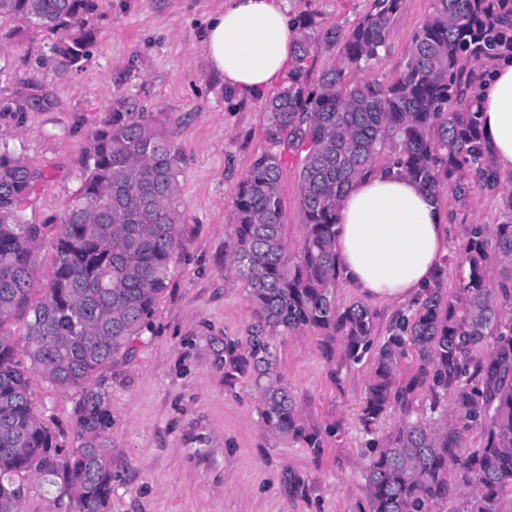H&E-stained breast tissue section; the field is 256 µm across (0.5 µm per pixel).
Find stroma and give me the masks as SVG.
I'll list each match as a JSON object with an SVG mask.
<instances>
[{
    "instance_id": "obj_1",
    "label": "stroma",
    "mask_w": 512,
    "mask_h": 512,
    "mask_svg": "<svg viewBox=\"0 0 512 512\" xmlns=\"http://www.w3.org/2000/svg\"><path fill=\"white\" fill-rule=\"evenodd\" d=\"M95 41L83 69L63 68L44 34L0 22V98L28 100L27 111L0 114V139L45 178L24 215L44 225L30 294L49 285L54 237L80 186L93 132L116 99L159 119L183 161L177 203L183 246L165 294L132 352L100 376L112 407L110 512H358L365 499L366 437L359 421L367 364L342 370L322 356L312 332L277 336L282 372L313 424L341 422L321 458L266 436L258 399L246 384L224 386L225 336L245 335L253 321L246 284L226 258L233 202L254 157L271 144L266 96L234 93L209 68L201 34L224 0H96ZM371 0H284L289 15L313 31L346 30ZM431 0H405L390 26L370 79L402 71ZM301 156L285 155L279 193L291 250L301 242ZM474 190L465 205L451 194L439 204L446 223L498 224L508 218L503 192ZM32 397L59 448L74 447V392L32 374ZM304 480L306 496L288 491Z\"/></svg>"
}]
</instances>
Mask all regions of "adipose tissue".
<instances>
[{
	"label": "adipose tissue",
	"mask_w": 512,
	"mask_h": 512,
	"mask_svg": "<svg viewBox=\"0 0 512 512\" xmlns=\"http://www.w3.org/2000/svg\"><path fill=\"white\" fill-rule=\"evenodd\" d=\"M293 20L281 0H224L202 43L211 70L240 93L258 95L287 78ZM481 125L498 172H512V60L478 90ZM451 228L436 202L383 169L353 184L337 212L336 252L352 288L369 300L417 299L449 255Z\"/></svg>",
	"instance_id": "ef3b65f1"
}]
</instances>
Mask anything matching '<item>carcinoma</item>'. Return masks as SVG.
<instances>
[{"instance_id": "1", "label": "carcinoma", "mask_w": 512, "mask_h": 512, "mask_svg": "<svg viewBox=\"0 0 512 512\" xmlns=\"http://www.w3.org/2000/svg\"><path fill=\"white\" fill-rule=\"evenodd\" d=\"M403 0H372L343 33L324 34L340 61L309 82L319 45L313 21L295 20V68L267 101L276 149L258 154L237 187L228 246L257 323L224 337V386L259 394L264 433L319 457L329 431L303 415L280 372L271 333H315L336 370L371 363L361 424L368 441L359 512H512V219L462 225L467 266L445 288L448 265L375 336L376 312L341 307L336 210L349 186L380 163L438 198L459 202L496 190L475 89L486 68L512 54L496 28L512 26V0H431L405 69L390 81L357 79L371 68ZM94 0H0V19H25L53 37L67 67L90 56ZM299 171L301 246L284 239L279 182L284 154ZM182 157L161 123L120 99L93 135L81 185L55 241L49 287L28 306L44 225L23 205L43 174L0 142V512H24L32 483L56 488L58 512H108L112 408L97 376L130 353L164 294L182 246L177 206ZM28 313L24 350L3 326ZM78 394L77 446L61 453L36 410L30 372ZM399 412L396 427L376 430Z\"/></svg>"}]
</instances>
